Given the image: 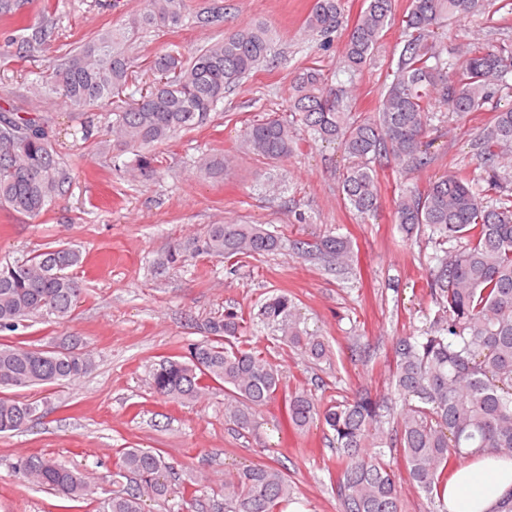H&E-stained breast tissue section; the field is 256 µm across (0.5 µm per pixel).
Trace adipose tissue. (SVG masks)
I'll return each mask as SVG.
<instances>
[{
	"instance_id": "1",
	"label": "adipose tissue",
	"mask_w": 512,
	"mask_h": 512,
	"mask_svg": "<svg viewBox=\"0 0 512 512\" xmlns=\"http://www.w3.org/2000/svg\"><path fill=\"white\" fill-rule=\"evenodd\" d=\"M512 491V459L474 456L449 480L445 489L448 512H491Z\"/></svg>"
}]
</instances>
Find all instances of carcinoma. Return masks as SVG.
<instances>
[{
	"label": "carcinoma",
	"instance_id": "cac0c4a2",
	"mask_svg": "<svg viewBox=\"0 0 512 512\" xmlns=\"http://www.w3.org/2000/svg\"><path fill=\"white\" fill-rule=\"evenodd\" d=\"M343 0H313L305 18L308 33L326 39L338 30ZM484 0H410L405 15L409 38L373 115L350 112L351 81L329 82L316 66L294 72L289 117H269L250 125L243 145L269 162L292 157L302 141L337 142L350 160L341 191L345 204L366 217L378 208L377 167L391 159L407 175L431 161L427 133L437 110L460 117L480 112L494 99L512 95V44L477 47L460 44L457 58L438 30L450 19L472 18ZM395 17V0H364L343 50L344 71L370 65ZM185 24V0H146L120 30L98 34L52 68L38 84L43 96L58 95L78 107L115 101L112 130L123 150L135 152L132 171L154 172L155 157L143 148L198 126L255 69L272 59L267 27L249 22L189 58L176 50L154 56L157 75L149 89L126 100L132 65L126 41L148 29ZM31 33L7 41L21 57L41 52L52 32L37 22ZM0 203L39 217L67 182L68 172L55 147L56 132L42 114L0 108ZM478 178L451 173L424 189L405 187L394 199L393 216L407 233L437 245L428 285L438 310L417 336L396 341L391 391L401 398L394 425L391 407L368 392L321 405L308 390L285 392L278 365L244 338V319L233 312L209 322L208 337L191 343L184 356L168 357L151 374V389L175 403H193L224 389V416L238 431L258 435L259 411L276 399L290 426L299 432L319 423L338 453L336 494L341 512H403L406 483L447 512L448 474L479 448L512 457V100L495 107L476 136ZM279 248V239L259 224H213L192 250L228 259L255 257ZM303 255L313 251L348 264L350 242L328 235L311 244L295 240ZM82 264L80 250L59 245L23 260L0 264V332L15 333L29 319L65 322L82 288L67 270ZM256 318L274 329L277 340L313 362L331 358L323 336L300 326L293 300L284 292L265 299ZM94 366L82 342L70 337L57 349L23 340L0 342V391L17 392L69 383ZM40 404L19 395H0V434L27 429ZM381 448H397L390 460ZM25 480L71 502L96 494L89 473L44 454L17 457ZM116 475L133 481L97 498V512H144L143 497L167 501L185 497L177 463L156 448H124ZM285 468L248 466L224 474L222 512H284L295 503Z\"/></svg>",
	"mask_w": 512,
	"mask_h": 512
}]
</instances>
